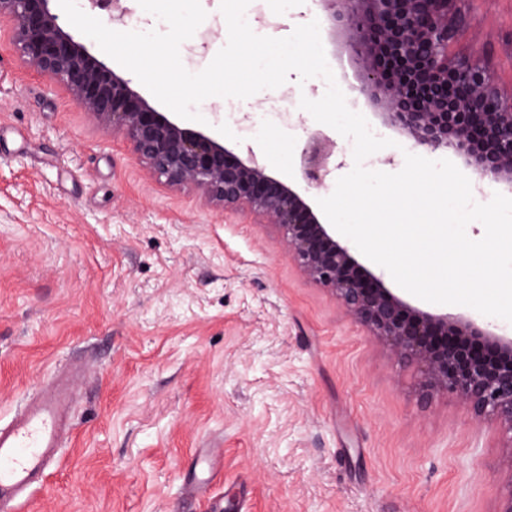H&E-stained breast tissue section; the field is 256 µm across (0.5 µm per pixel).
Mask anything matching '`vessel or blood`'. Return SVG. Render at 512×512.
Returning <instances> with one entry per match:
<instances>
[{
	"label": "vessel or blood",
	"instance_id": "vessel-or-blood-1",
	"mask_svg": "<svg viewBox=\"0 0 512 512\" xmlns=\"http://www.w3.org/2000/svg\"><path fill=\"white\" fill-rule=\"evenodd\" d=\"M73 387V378L60 379L31 397L9 424L0 425V512H11L15 501L41 481L61 447Z\"/></svg>",
	"mask_w": 512,
	"mask_h": 512
}]
</instances>
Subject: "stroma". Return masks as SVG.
Segmentation results:
<instances>
[{"label": "stroma", "mask_w": 512, "mask_h": 512, "mask_svg": "<svg viewBox=\"0 0 512 512\" xmlns=\"http://www.w3.org/2000/svg\"><path fill=\"white\" fill-rule=\"evenodd\" d=\"M221 0H200L207 43L180 46L202 71L226 44ZM462 40L488 47L512 90V0H464ZM245 17L281 38L318 20L348 107L396 139L354 89L355 62L325 30L318 0H263ZM325 81L286 83L246 99L210 97L205 133L298 176L308 132L331 148L329 196L353 166V143L300 108ZM288 106L243 136L225 121ZM82 366L74 430L31 498L13 512H497L512 452L493 422L455 397L419 399L421 371L307 279L280 232L247 211L173 189L54 83L0 43V424L60 371ZM220 445L216 480L181 487L196 451Z\"/></svg>", "instance_id": "stroma-1"}]
</instances>
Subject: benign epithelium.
Returning <instances> with one entry per match:
<instances>
[{
	"mask_svg": "<svg viewBox=\"0 0 512 512\" xmlns=\"http://www.w3.org/2000/svg\"><path fill=\"white\" fill-rule=\"evenodd\" d=\"M50 0H0V27L22 61L60 85L98 125L121 130L132 153L175 187H193L224 208H247L274 225L311 281L330 291L370 335L422 372L421 399L457 396L478 421L491 419L512 440V336L488 319L411 306L337 241L298 186L254 156L240 157L211 136L157 111L66 30ZM330 33L359 63V95L382 122L425 151H453L490 193L512 187V95L488 63L457 49L468 28L461 0H319ZM330 143L308 135L301 179L329 174Z\"/></svg>",
	"mask_w": 512,
	"mask_h": 512,
	"instance_id": "benign-epithelium-1",
	"label": "benign epithelium"
}]
</instances>
